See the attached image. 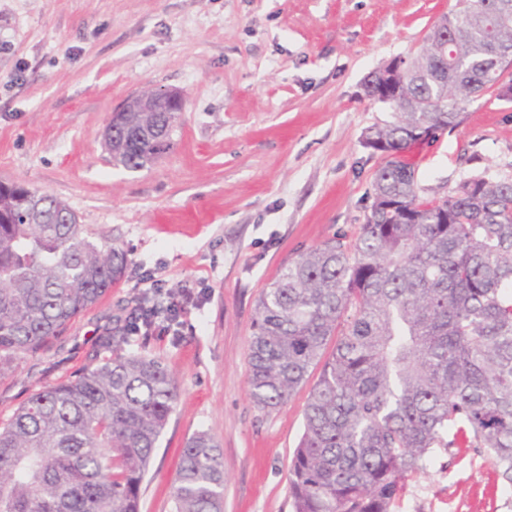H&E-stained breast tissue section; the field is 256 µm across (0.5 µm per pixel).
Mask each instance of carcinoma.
I'll return each instance as SVG.
<instances>
[{
    "mask_svg": "<svg viewBox=\"0 0 512 512\" xmlns=\"http://www.w3.org/2000/svg\"><path fill=\"white\" fill-rule=\"evenodd\" d=\"M511 69L512 0H458L421 53L385 65L391 84L378 102L393 120L366 138L382 162L356 241L300 254L258 300L255 405L279 409L320 368L289 466L293 512H397L432 451L465 444L486 449L512 484V178L475 176L427 199L409 157L456 127L470 99L494 88L511 101ZM176 119L123 117L113 161L150 167ZM128 264L65 202L1 181L0 377L99 302ZM176 400L168 368L133 353L36 392L0 425V512H139ZM173 502L174 512H223L210 433L185 444Z\"/></svg>",
    "mask_w": 512,
    "mask_h": 512,
    "instance_id": "obj_1",
    "label": "carcinoma"
}]
</instances>
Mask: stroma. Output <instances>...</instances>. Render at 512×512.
Wrapping results in <instances>:
<instances>
[{
	"label": "stroma",
	"instance_id": "1",
	"mask_svg": "<svg viewBox=\"0 0 512 512\" xmlns=\"http://www.w3.org/2000/svg\"><path fill=\"white\" fill-rule=\"evenodd\" d=\"M457 0H0V180L64 201L129 254L124 278L47 350L0 377V424L37 390L111 354L161 360L179 386L140 488V512H174L186 440L224 461L223 512H293L288 468L305 386L261 411L248 385L257 300L298 256L354 242L392 118L364 79L409 59ZM185 96L173 144L151 168L113 164L104 133L130 95ZM423 197L488 174L512 177V103L489 90L461 123L415 150ZM165 291L190 288L175 331L127 325ZM400 512H512V486L481 448H439Z\"/></svg>",
	"mask_w": 512,
	"mask_h": 512
}]
</instances>
